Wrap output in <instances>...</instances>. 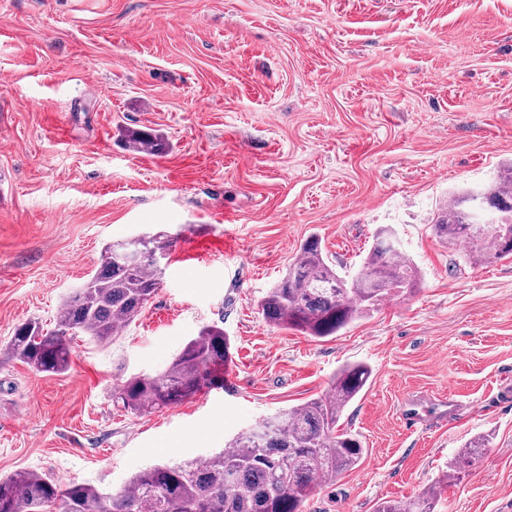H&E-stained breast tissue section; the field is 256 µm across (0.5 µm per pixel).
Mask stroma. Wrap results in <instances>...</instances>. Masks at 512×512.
I'll use <instances>...</instances> for the list:
<instances>
[{
    "label": "stroma",
    "mask_w": 512,
    "mask_h": 512,
    "mask_svg": "<svg viewBox=\"0 0 512 512\" xmlns=\"http://www.w3.org/2000/svg\"><path fill=\"white\" fill-rule=\"evenodd\" d=\"M153 129L164 154L121 128ZM512 164V0H0V347L65 297L102 248L174 239L157 293L69 369L0 362V477L119 491L372 370L343 412L367 454L305 512L414 499L463 448L479 463L435 512H512V259L470 265L432 226L452 193ZM418 266L336 335L257 310L309 234L353 274L380 230ZM230 382L133 415L112 391L161 374L206 325ZM455 402L412 430L408 408ZM122 136L126 147L133 151L162 153L167 147L163 136L149 129L125 128Z\"/></svg>",
    "instance_id": "35a3bbf8"
}]
</instances>
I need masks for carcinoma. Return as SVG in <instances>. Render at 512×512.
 Wrapping results in <instances>:
<instances>
[{
    "mask_svg": "<svg viewBox=\"0 0 512 512\" xmlns=\"http://www.w3.org/2000/svg\"><path fill=\"white\" fill-rule=\"evenodd\" d=\"M133 151L161 153L167 144L153 130L125 128ZM484 208L512 221V167L483 190ZM472 194L455 196L441 209L433 229L443 245L465 244L473 264L512 257V234L493 235L472 216ZM163 232L107 246L98 268L64 301L56 325L36 320L19 324L5 355L39 372L70 367L71 337L83 334L106 342L135 321L160 286L156 257L169 254ZM417 271L391 235L376 243L351 278L340 276L316 235L307 238L259 310L277 328L312 337L332 336L392 295L411 290ZM229 339L217 325L202 327L158 376H134L112 392V401L142 414L180 403L204 390L224 386ZM372 370L364 363L341 369L329 397L311 399L257 429L234 437L206 462L158 464L134 474L117 492L88 483L65 486L32 470L0 478V512H304L318 480L334 481L366 455L358 435L338 428L342 411L365 390ZM480 438L406 504L386 501L376 512H434L442 493L479 457Z\"/></svg>",
    "mask_w": 512,
    "mask_h": 512,
    "instance_id": "cac0c4a2",
    "label": "carcinoma"
}]
</instances>
